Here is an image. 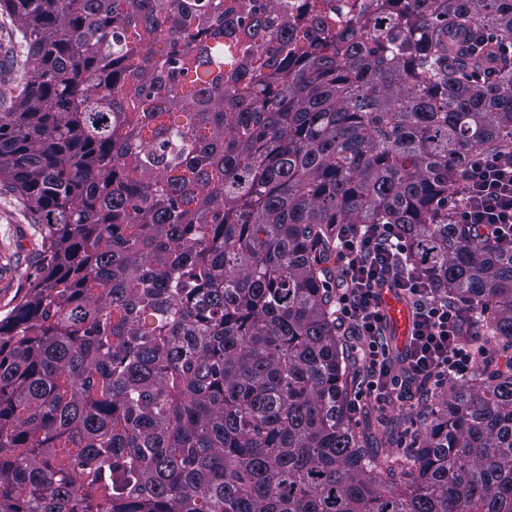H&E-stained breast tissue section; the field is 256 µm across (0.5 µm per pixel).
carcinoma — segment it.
<instances>
[{
	"instance_id": "cac0c4a2",
	"label": "carcinoma",
	"mask_w": 512,
	"mask_h": 512,
	"mask_svg": "<svg viewBox=\"0 0 512 512\" xmlns=\"http://www.w3.org/2000/svg\"><path fill=\"white\" fill-rule=\"evenodd\" d=\"M0 187L41 268L0 318V512H512V356L353 430L348 224L512 344V250L448 197L512 151V0H0Z\"/></svg>"
}]
</instances>
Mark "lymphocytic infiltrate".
I'll list each match as a JSON object with an SVG mask.
<instances>
[{
  "mask_svg": "<svg viewBox=\"0 0 512 512\" xmlns=\"http://www.w3.org/2000/svg\"><path fill=\"white\" fill-rule=\"evenodd\" d=\"M465 199H449L455 223L485 230L492 243L512 249V153L489 154L462 177ZM409 245L399 225L359 224L338 238L335 260L342 277L333 290L336 320L351 336L364 364L361 384L376 405L410 401L413 385H441L472 372L479 353L464 331L477 310L448 301L403 262ZM399 290L413 309L407 344L393 353L380 306L382 287Z\"/></svg>",
  "mask_w": 512,
  "mask_h": 512,
  "instance_id": "f902f5d3",
  "label": "lymphocytic infiltrate"
}]
</instances>
